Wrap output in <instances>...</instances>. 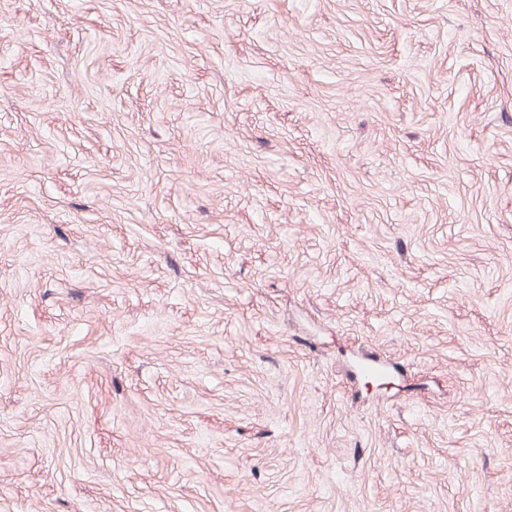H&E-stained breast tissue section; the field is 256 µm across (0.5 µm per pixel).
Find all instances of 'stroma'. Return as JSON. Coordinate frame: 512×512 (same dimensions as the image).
I'll use <instances>...</instances> for the list:
<instances>
[{"label": "stroma", "mask_w": 512, "mask_h": 512, "mask_svg": "<svg viewBox=\"0 0 512 512\" xmlns=\"http://www.w3.org/2000/svg\"><path fill=\"white\" fill-rule=\"evenodd\" d=\"M0 512H512V0H0Z\"/></svg>", "instance_id": "stroma-1"}]
</instances>
